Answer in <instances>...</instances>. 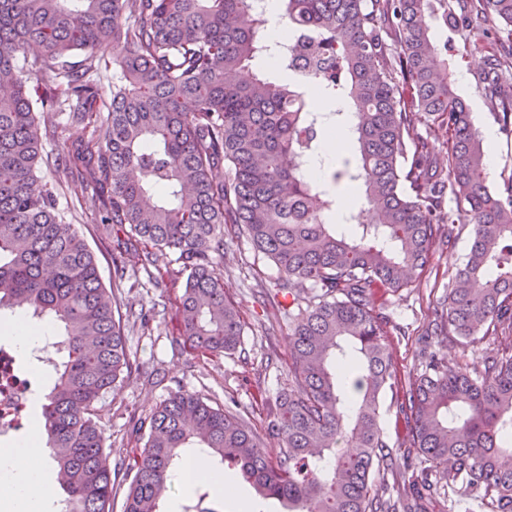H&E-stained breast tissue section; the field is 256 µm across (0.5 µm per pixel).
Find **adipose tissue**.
<instances>
[{
	"label": "adipose tissue",
	"mask_w": 512,
	"mask_h": 512,
	"mask_svg": "<svg viewBox=\"0 0 512 512\" xmlns=\"http://www.w3.org/2000/svg\"><path fill=\"white\" fill-rule=\"evenodd\" d=\"M40 457L34 436L0 448V512H45L46 477Z\"/></svg>",
	"instance_id": "obj_1"
}]
</instances>
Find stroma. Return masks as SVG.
I'll use <instances>...</instances> for the list:
<instances>
[{
	"mask_svg": "<svg viewBox=\"0 0 512 512\" xmlns=\"http://www.w3.org/2000/svg\"><path fill=\"white\" fill-rule=\"evenodd\" d=\"M433 33L438 42H451L454 48L456 91L473 113L478 129L490 127L498 132L494 145L496 163L489 171V180L495 188H503L505 178L512 175V137L499 133L497 116L476 87L481 55L473 43L452 36L446 28L435 27ZM39 123L50 133L44 143L46 161L40 175L44 183L55 187L58 210L66 222L76 225L97 256L105 287L153 312L148 328L126 321L125 336L137 368L116 395L106 396L100 404V424L113 456L123 455L133 446L132 429L138 419L180 390L199 393L214 404L236 410L262 434L267 447H277L278 439L266 435L265 429L279 391L288 385V335L292 322L276 302H259L260 295L271 293L279 277L275 265L254 250L246 235H227L221 269L224 287L237 303L244 322V343L234 353L205 362L180 352L175 347L180 336L175 302L184 292V276L170 274L156 286L150 280L149 269L139 265L123 278L115 277L111 224L82 213L79 203L85 195L83 184L63 177L52 163L56 154L76 139L77 131L66 124L56 108L49 106L40 110ZM468 247L469 232L464 229L454 247L436 249L416 281L387 296L384 312L388 341L403 385H410L421 372L420 337L428 323L440 315L449 278L456 264L464 260Z\"/></svg>",
	"mask_w": 512,
	"mask_h": 512,
	"instance_id": "stroma-1",
	"label": "stroma"
}]
</instances>
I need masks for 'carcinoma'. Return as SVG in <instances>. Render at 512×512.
<instances>
[{
	"label": "carcinoma",
	"instance_id": "carcinoma-1",
	"mask_svg": "<svg viewBox=\"0 0 512 512\" xmlns=\"http://www.w3.org/2000/svg\"><path fill=\"white\" fill-rule=\"evenodd\" d=\"M284 2L298 41L280 66L296 85L241 79L269 55L251 0H0V310L61 325L51 347L66 360L41 409L67 494L60 512H112L120 475L124 512H161L186 448L202 449L205 471L240 469L288 512H445L455 485L486 512H512V175L503 193L488 184L448 44L430 35L437 20L478 43V84L512 134V0ZM106 42L115 48L108 89L95 56ZM73 51L87 53L85 68L67 64ZM309 85L336 111L313 108ZM36 104L63 107L81 130L57 167L85 185V211L112 225L115 272L151 265L159 282L176 255L186 276L181 350L212 358L242 344L218 262L224 225L241 227L274 263L293 321L288 389L267 424L279 447L181 390L112 461L98 404L122 389L133 361L116 295L41 182ZM348 121L349 156L307 178L299 158ZM221 165L229 176L217 180ZM341 185L355 196L343 198ZM458 224L470 226L468 253L423 340L420 376L395 398L406 445L392 448L381 411L398 375L384 298L451 246ZM434 336L463 347L501 336L510 352L488 345L462 366ZM381 471L399 472L396 496L376 485Z\"/></svg>",
	"mask_w": 512,
	"mask_h": 512
}]
</instances>
